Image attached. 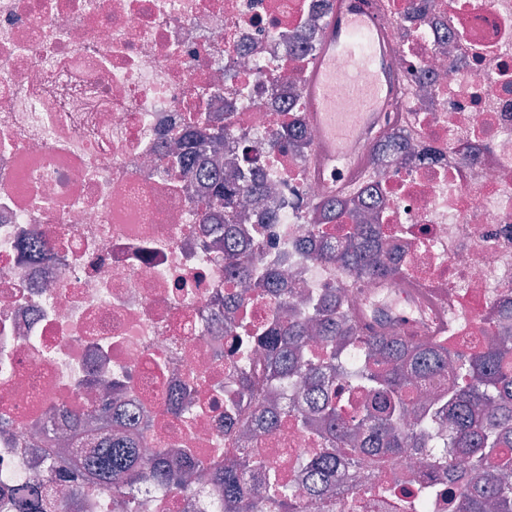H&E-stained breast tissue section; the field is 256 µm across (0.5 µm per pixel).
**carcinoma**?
<instances>
[{"label": "carcinoma", "mask_w": 512, "mask_h": 512, "mask_svg": "<svg viewBox=\"0 0 512 512\" xmlns=\"http://www.w3.org/2000/svg\"><path fill=\"white\" fill-rule=\"evenodd\" d=\"M223 136L201 132L197 154L211 159L213 191L228 205L235 191L256 194L259 188L249 172L233 161L221 163ZM356 196L349 193L314 206L315 221L336 212L353 213ZM206 224L224 225V238L216 247L238 257V279L250 278L247 253L252 239L243 225L224 218L215 206L204 214ZM401 246L388 245L379 225L352 224L336 246L318 251L328 261L344 264L358 274L396 279L406 276L392 254ZM318 331L320 345L310 350V330ZM268 364L264 377L249 372V351L241 353L242 393L236 407L252 410L250 428L271 433L278 423L273 408V389L264 388L272 379L293 380L301 400L291 407L299 426L314 427L327 449L311 456L304 468L302 484L313 493L327 491L339 470L357 468L371 456L373 469L382 471L389 459L413 448L432 460L433 466L452 475L459 487L453 512H512V460L503 462L498 452L512 451V321L496 320L495 330L478 348L464 352L440 333L407 340L376 331L367 333L346 302L334 294L318 301L304 313L292 314L262 337ZM359 351L358 368L348 375L365 393L368 402L362 415L352 422L342 419L332 400V388L324 379L340 369L343 355ZM457 368L459 379L441 388L421 411L415 409L409 389L413 381ZM145 426L129 422L120 406L112 407V432L99 435L88 453H81L75 466L85 477L109 487L124 512H137L135 491L142 484L186 488L194 470L210 473L212 491L224 495V512H299V485L281 482L269 474V485L259 493L247 481L264 467L262 461L241 455L233 469H217L206 461L187 456L185 448H157L142 451ZM469 459L468 467L455 469L456 452ZM15 512H46L45 495L39 485L22 489L14 500Z\"/></svg>", "instance_id": "1"}]
</instances>
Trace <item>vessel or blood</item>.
Instances as JSON below:
<instances>
[{
    "label": "vessel or blood",
    "mask_w": 512,
    "mask_h": 512,
    "mask_svg": "<svg viewBox=\"0 0 512 512\" xmlns=\"http://www.w3.org/2000/svg\"><path fill=\"white\" fill-rule=\"evenodd\" d=\"M340 55L351 61L341 76L335 67ZM304 83L308 116L320 133L315 166L326 173L330 193L346 191L343 175L351 163L346 148L374 128L392 85L367 0H339Z\"/></svg>",
    "instance_id": "vessel-or-blood-1"
}]
</instances>
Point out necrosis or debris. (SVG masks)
I'll list each match as a JSON object with an SVG mask.
<instances>
[{
    "instance_id": "necrosis-or-debris-1",
    "label": "necrosis or debris",
    "mask_w": 512,
    "mask_h": 512,
    "mask_svg": "<svg viewBox=\"0 0 512 512\" xmlns=\"http://www.w3.org/2000/svg\"><path fill=\"white\" fill-rule=\"evenodd\" d=\"M337 0H0V512L42 483L50 512H115L112 492L69 474L79 419L122 403L152 413L149 443L189 448L215 466L240 456L251 414H228L239 391L238 335L281 322L265 289L273 258L291 252L292 288L344 292L357 314L396 330L408 312L419 335L438 312L451 342L490 331L512 300V0H373L393 77L384 135L350 148L346 176L365 193L384 234L403 247L410 280L352 275L311 254L321 231L309 205L327 199L314 169L318 130L303 86ZM228 127L224 157L271 187L257 226L250 285L214 250L203 215L207 170L180 171L171 147L194 116ZM302 121L306 151L275 131ZM406 134L404 149L383 150ZM194 381L191 408L167 406ZM64 416L46 446L33 420ZM293 417L259 437L256 452L285 479L321 449ZM41 459L34 467L33 459ZM420 468V480H396ZM440 487L425 512H451L456 490L412 451L374 485L337 481L301 512H409L418 484ZM139 512H224L205 483L138 493Z\"/></svg>"
}]
</instances>
